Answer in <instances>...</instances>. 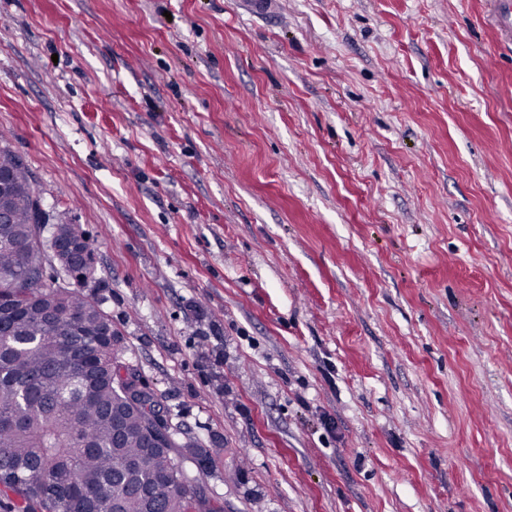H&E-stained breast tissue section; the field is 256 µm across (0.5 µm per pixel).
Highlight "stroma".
Returning <instances> with one entry per match:
<instances>
[{
  "label": "stroma",
  "instance_id": "35a3bbf8",
  "mask_svg": "<svg viewBox=\"0 0 512 512\" xmlns=\"http://www.w3.org/2000/svg\"><path fill=\"white\" fill-rule=\"evenodd\" d=\"M253 2L0 0V131L221 512H512V43Z\"/></svg>",
  "mask_w": 512,
  "mask_h": 512
}]
</instances>
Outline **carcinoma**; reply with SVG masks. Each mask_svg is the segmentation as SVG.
<instances>
[{"instance_id":"obj_1","label":"carcinoma","mask_w":512,"mask_h":512,"mask_svg":"<svg viewBox=\"0 0 512 512\" xmlns=\"http://www.w3.org/2000/svg\"><path fill=\"white\" fill-rule=\"evenodd\" d=\"M1 174L0 496L15 512H220L171 455L172 438L147 448L157 401L130 403L118 332L76 288L92 275L67 250L76 226L36 209L41 195L2 134ZM57 248L68 281L47 285Z\"/></svg>"}]
</instances>
